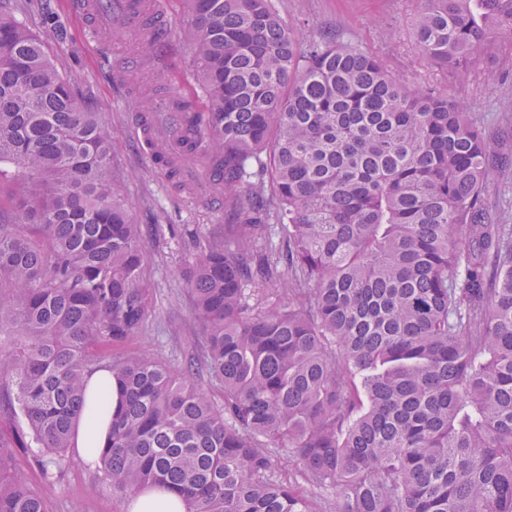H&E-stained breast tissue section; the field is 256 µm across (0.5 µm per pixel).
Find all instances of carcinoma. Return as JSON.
Instances as JSON below:
<instances>
[{
  "mask_svg": "<svg viewBox=\"0 0 512 512\" xmlns=\"http://www.w3.org/2000/svg\"><path fill=\"white\" fill-rule=\"evenodd\" d=\"M416 47L462 78L512 36V0H419ZM224 170V244L187 271L202 323L186 373L115 356L112 491L186 512H512V226L485 208L494 154L445 90L340 41H302L273 0H184ZM0 384L61 473L100 349L142 331L144 236L111 133L0 4ZM258 281L263 288H251ZM288 454L300 478L283 479ZM0 512H49L0 437ZM130 512H185L182 500L163 490H154L136 497Z\"/></svg>",
  "mask_w": 512,
  "mask_h": 512,
  "instance_id": "cac0c4a2",
  "label": "carcinoma"
}]
</instances>
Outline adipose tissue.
Here are the masks:
<instances>
[{"label": "adipose tissue", "mask_w": 512, "mask_h": 512, "mask_svg": "<svg viewBox=\"0 0 512 512\" xmlns=\"http://www.w3.org/2000/svg\"><path fill=\"white\" fill-rule=\"evenodd\" d=\"M109 373L99 370L89 378V400L76 427L75 444L82 459L90 464L98 463L99 450L107 441L112 404V387Z\"/></svg>", "instance_id": "obj_1"}]
</instances>
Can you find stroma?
Listing matches in <instances>:
<instances>
[{"instance_id": "stroma-1", "label": "stroma", "mask_w": 512, "mask_h": 512, "mask_svg": "<svg viewBox=\"0 0 512 512\" xmlns=\"http://www.w3.org/2000/svg\"><path fill=\"white\" fill-rule=\"evenodd\" d=\"M69 0H16V17L37 35L54 66L75 86L82 106L99 113L112 128V164L125 187L127 208L144 229L143 276L153 297L140 336L127 352L154 353L174 372L185 369L202 333L194 312L186 270L206 242L224 239L222 211L202 203L156 164L139 132L142 116L157 99L156 83L191 94L198 88L192 37L182 22V0H168L170 34L158 50L152 74L119 68L105 50L89 45ZM284 21L304 38L338 35L363 52L381 58L389 73L409 85L447 90L465 105L494 144L500 162L492 169L486 205L493 218L512 213V37L490 48L485 68L468 77L429 63L415 44L418 0H274ZM39 448H20L17 472L47 501L51 512H127L128 496L113 492L101 467L84 463L76 449L64 454L60 478L46 477Z\"/></svg>"}]
</instances>
